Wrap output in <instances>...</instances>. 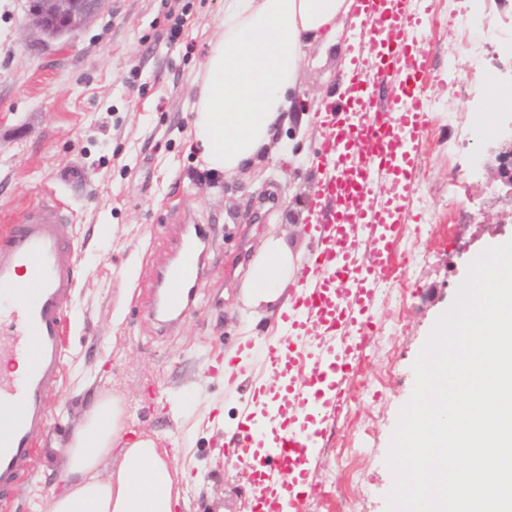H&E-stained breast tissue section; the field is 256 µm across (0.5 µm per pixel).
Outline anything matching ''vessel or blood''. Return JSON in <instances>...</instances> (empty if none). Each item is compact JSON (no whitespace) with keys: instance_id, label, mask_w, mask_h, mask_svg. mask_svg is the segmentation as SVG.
<instances>
[{"instance_id":"b4317fda","label":"vessel or blood","mask_w":512,"mask_h":512,"mask_svg":"<svg viewBox=\"0 0 512 512\" xmlns=\"http://www.w3.org/2000/svg\"><path fill=\"white\" fill-rule=\"evenodd\" d=\"M363 20L346 41L339 74L344 92L321 114L323 136L316 155L308 211L324 233L298 275L299 290L285 318L288 335L267 343L265 363L299 406L268 415L261 407L269 388L254 390L233 448L224 453L253 459L258 493L250 512H303L304 486L321 443L325 417L340 408L345 383L360 352L359 336L374 323L376 294L394 268L390 244L406 201L416 190L418 145L427 121L426 56L412 47L424 36L420 5L413 0H356ZM397 78V116L370 88V75ZM385 181L392 196L372 197ZM67 207L46 198L24 211L0 236V405L15 409L0 432V501L22 480L20 460L37 450L35 429L65 356V305L74 286L68 259L73 247L62 237ZM368 256H360L362 244ZM210 244L207 225L187 229L175 264L161 272L152 315L172 328L203 286ZM27 287H20V276ZM26 370L14 374L16 362Z\"/></svg>"}]
</instances>
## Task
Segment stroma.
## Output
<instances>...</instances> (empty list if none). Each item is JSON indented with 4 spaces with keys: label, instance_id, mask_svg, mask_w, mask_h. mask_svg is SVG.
<instances>
[{
    "label": "stroma",
    "instance_id": "1",
    "mask_svg": "<svg viewBox=\"0 0 512 512\" xmlns=\"http://www.w3.org/2000/svg\"><path fill=\"white\" fill-rule=\"evenodd\" d=\"M29 0H0V225L50 193L73 217L75 293L68 305L59 386L38 432L41 453L4 512H43L65 485L74 432L97 397L124 409L126 435L167 450L183 494L174 512H246L256 487L224 465V430L240 425L255 381L270 374L260 349L286 330L252 315L242 286L266 236L308 256L314 112L335 94L344 17L332 45L305 48L299 107L278 130V149L230 176L203 167L193 105L224 0H105L80 30L48 42L25 21ZM431 62L428 128L418 147L417 191L402 213L395 249L405 266L377 294L376 323L346 386L347 403L323 424L306 512H386L393 486L391 436L409 401L413 365L451 306L470 264L512 240V187L485 168L478 116L501 84L512 52L486 59L466 47L467 0H425ZM180 26L177 41L167 34ZM206 224L213 240L205 288L170 330L150 319L157 273L175 258L179 226ZM254 349L243 380L225 385L217 365ZM183 400L182 411L171 403Z\"/></svg>",
    "mask_w": 512,
    "mask_h": 512
}]
</instances>
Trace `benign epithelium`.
I'll return each mask as SVG.
<instances>
[{"label": "benign epithelium", "mask_w": 512, "mask_h": 512, "mask_svg": "<svg viewBox=\"0 0 512 512\" xmlns=\"http://www.w3.org/2000/svg\"><path fill=\"white\" fill-rule=\"evenodd\" d=\"M105 0H34L28 20L41 34L58 38L70 34L87 23L102 7ZM496 173L512 185V145L494 152Z\"/></svg>", "instance_id": "1"}]
</instances>
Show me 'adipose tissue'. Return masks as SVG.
I'll return each instance as SVG.
<instances>
[{"instance_id": "obj_1", "label": "adipose tissue", "mask_w": 512, "mask_h": 512, "mask_svg": "<svg viewBox=\"0 0 512 512\" xmlns=\"http://www.w3.org/2000/svg\"><path fill=\"white\" fill-rule=\"evenodd\" d=\"M349 10L348 0H226L194 104V142L208 169L232 175L271 152L295 109L304 46L335 42ZM298 263L283 238L268 237L245 284L248 305L287 311ZM121 418L115 399L92 404L67 451L66 487L48 512H173L179 491L167 462L152 439L124 441ZM115 453L118 469L101 477V462Z\"/></svg>"}]
</instances>
